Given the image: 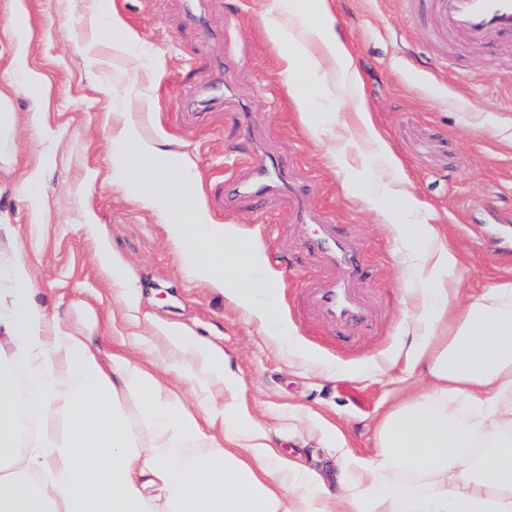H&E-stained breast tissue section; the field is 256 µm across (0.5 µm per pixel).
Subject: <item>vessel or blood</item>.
Instances as JSON below:
<instances>
[{
	"mask_svg": "<svg viewBox=\"0 0 512 512\" xmlns=\"http://www.w3.org/2000/svg\"><path fill=\"white\" fill-rule=\"evenodd\" d=\"M430 26L435 35L447 38L450 52L477 49L495 37L512 39V0H427ZM283 177L278 164L251 165L246 180L233 187L237 195H257L268 192ZM307 187L291 188L282 203L300 223L311 216L302 208ZM318 252L331 258L341 268V278L309 295L310 305L320 311L326 321L338 327L365 316L349 284L359 277L353 248L346 239L337 237L331 228H324L312 239Z\"/></svg>",
	"mask_w": 512,
	"mask_h": 512,
	"instance_id": "b4317fda",
	"label": "vessel or blood"
}]
</instances>
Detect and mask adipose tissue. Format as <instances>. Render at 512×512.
<instances>
[{
  "label": "adipose tissue",
  "mask_w": 512,
  "mask_h": 512,
  "mask_svg": "<svg viewBox=\"0 0 512 512\" xmlns=\"http://www.w3.org/2000/svg\"><path fill=\"white\" fill-rule=\"evenodd\" d=\"M268 35L287 44V73L313 75L324 100L350 92L355 133L332 147L336 160L365 150L392 173L378 216L402 250L411 318L404 377L424 388L390 402L375 423L368 456L340 448L337 489L324 471L289 455L252 418L242 380L223 350L173 327L161 360L104 352L38 300L27 259L13 251L0 289V512H512V283L468 294L459 258L375 128L360 79L330 33L329 0H269ZM112 164L147 207L167 209L194 174L126 119L112 131ZM177 241L195 238L198 276L223 283L267 335L282 338L262 246L237 226L210 223L202 208L170 222ZM242 244L240 265L225 251ZM41 396L35 444L20 448L14 358ZM191 381L196 407L174 378ZM135 394L149 424L137 445L121 399Z\"/></svg>",
  "instance_id": "adipose-tissue-1"
}]
</instances>
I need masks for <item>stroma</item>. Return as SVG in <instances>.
<instances>
[{
	"mask_svg": "<svg viewBox=\"0 0 512 512\" xmlns=\"http://www.w3.org/2000/svg\"><path fill=\"white\" fill-rule=\"evenodd\" d=\"M21 2L15 17L12 0H0V31L18 17L32 28L27 64L49 90L52 134L30 123L35 100L18 83L14 149L22 167L48 156L47 197L31 214L13 193L12 173L1 169L0 224L12 226L13 245L34 266L40 300L107 350L122 336L166 352L171 326L221 347L253 418L285 436V449L310 467L330 469L335 450L321 435L298 437L287 418L294 406L343 430L354 453L371 454L382 406L419 385L390 381L404 340L396 244L391 226L375 218L384 198L367 193L377 171L328 156L337 111L314 97L309 111L298 112L294 95L313 86L284 73L282 49L267 36V0H203L194 13L187 0H103L102 9L117 10L139 37L121 55L109 45V28L91 35V0ZM331 5L333 31L359 71L373 122L457 250L464 287L511 283L512 46L490 45L452 63L447 42L430 32L426 0ZM133 77L152 100L157 146L187 160L196 176L192 196L170 211L144 208L114 180L113 115ZM218 77L226 101L207 104ZM192 104L199 117H186ZM260 160L284 163L289 184L310 185L308 210L352 243L365 274L352 288L366 323L339 329L308 307V291L340 271L312 248L311 229L289 218L278 190L225 196V180ZM197 199L214 222L262 242L279 278L274 311L317 370L290 364L240 304L195 276L166 224ZM490 213L496 223H485ZM116 268L124 285L112 280Z\"/></svg>",
	"mask_w": 512,
	"mask_h": 512,
	"instance_id": "obj_1",
	"label": "stroma"
}]
</instances>
